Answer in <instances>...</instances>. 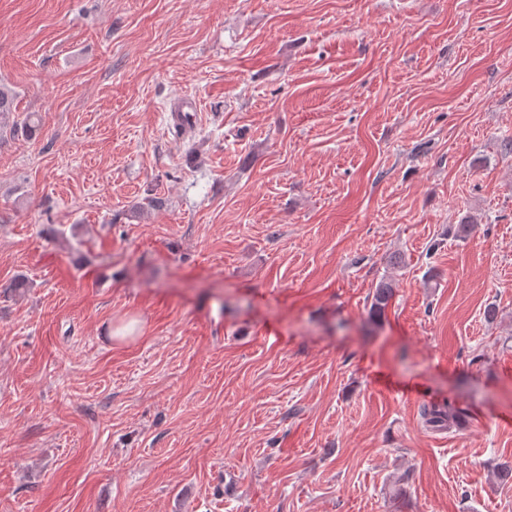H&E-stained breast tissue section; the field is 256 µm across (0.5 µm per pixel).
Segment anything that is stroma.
Wrapping results in <instances>:
<instances>
[{"instance_id": "35a3bbf8", "label": "stroma", "mask_w": 512, "mask_h": 512, "mask_svg": "<svg viewBox=\"0 0 512 512\" xmlns=\"http://www.w3.org/2000/svg\"><path fill=\"white\" fill-rule=\"evenodd\" d=\"M0 81V512H512V0H0ZM394 289L388 281H380L375 288L370 305L371 317L378 321L384 315L390 301L393 297ZM423 426L430 431L450 432L461 422L462 412L453 404L446 406L423 405L420 410Z\"/></svg>"}]
</instances>
